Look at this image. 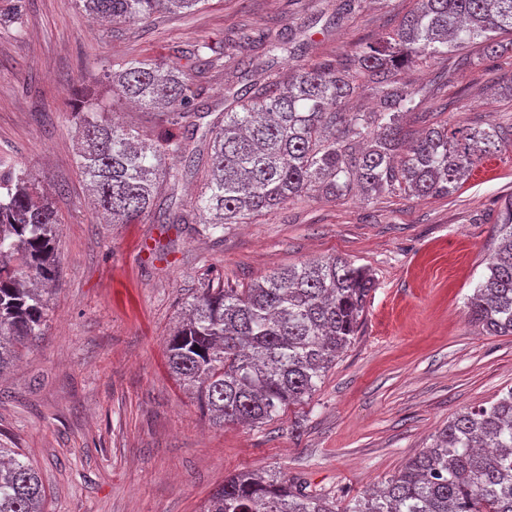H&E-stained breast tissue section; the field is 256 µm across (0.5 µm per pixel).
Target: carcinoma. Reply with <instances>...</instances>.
I'll use <instances>...</instances> for the list:
<instances>
[{
  "mask_svg": "<svg viewBox=\"0 0 512 512\" xmlns=\"http://www.w3.org/2000/svg\"><path fill=\"white\" fill-rule=\"evenodd\" d=\"M79 8L135 24L158 13L186 14L208 0H77ZM512 0H417L390 32L359 47L350 63L326 59L286 77L247 80L228 90L224 118L206 125L200 110L210 75L224 72V48L208 41L175 45L162 58L125 61L108 71L112 95L159 110L162 129L143 134L100 112L74 113L81 173L113 224L158 214L190 224L162 195L199 172L189 137L208 143L205 190L196 210L210 234L308 192L341 195L358 187L374 197L397 192L449 196L473 168L509 139L492 123L438 126L409 141L402 116L417 92L401 84L405 66L479 42L488 55L507 47ZM225 42L254 43L240 28ZM371 84L379 108L348 112L344 102ZM501 243L470 297L473 320L494 336L512 335V195L496 223ZM61 228L53 202L25 171L0 160V374L44 334L47 304L37 285L58 276ZM375 281L342 257L274 271L246 288L219 282L189 303L167 342L168 365L195 388L219 423L263 425L315 392L357 335ZM36 470L0 448V512H41ZM202 512H335L332 501L283 476L241 472L226 480ZM347 512H512V388L495 402L457 414L434 443L412 457L380 492Z\"/></svg>",
  "mask_w": 512,
  "mask_h": 512,
  "instance_id": "obj_1",
  "label": "carcinoma"
}]
</instances>
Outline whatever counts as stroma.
I'll return each instance as SVG.
<instances>
[{"mask_svg":"<svg viewBox=\"0 0 512 512\" xmlns=\"http://www.w3.org/2000/svg\"><path fill=\"white\" fill-rule=\"evenodd\" d=\"M415 0H209L149 22H95L76 0H0V159L56 204L59 276L44 336L0 375V443L39 473L43 512H201L226 478L275 473L345 508L387 484L458 413L512 388V335L491 336L467 299L498 246L512 143L448 197L318 193L227 225L107 224L77 164L75 111L112 103L147 135L154 113L116 101L113 62L158 57L240 26L293 40L294 60H349ZM415 137L439 124L512 127V52L482 44L406 68ZM368 268L375 288L350 346L310 398L258 427L216 425L166 364V340L200 288L247 287L313 258Z\"/></svg>","mask_w":512,"mask_h":512,"instance_id":"stroma-1","label":"stroma"}]
</instances>
